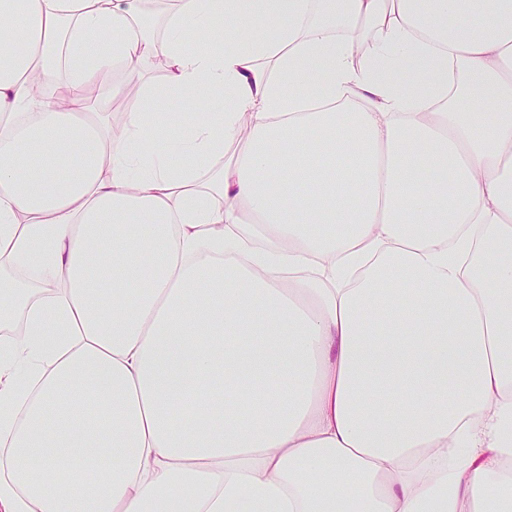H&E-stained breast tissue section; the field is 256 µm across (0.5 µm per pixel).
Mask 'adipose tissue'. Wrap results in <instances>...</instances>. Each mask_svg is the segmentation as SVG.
Returning a JSON list of instances; mask_svg holds the SVG:
<instances>
[{
    "label": "adipose tissue",
    "mask_w": 512,
    "mask_h": 512,
    "mask_svg": "<svg viewBox=\"0 0 512 512\" xmlns=\"http://www.w3.org/2000/svg\"><path fill=\"white\" fill-rule=\"evenodd\" d=\"M139 2L0 0V512H512V0Z\"/></svg>",
    "instance_id": "adipose-tissue-1"
}]
</instances>
